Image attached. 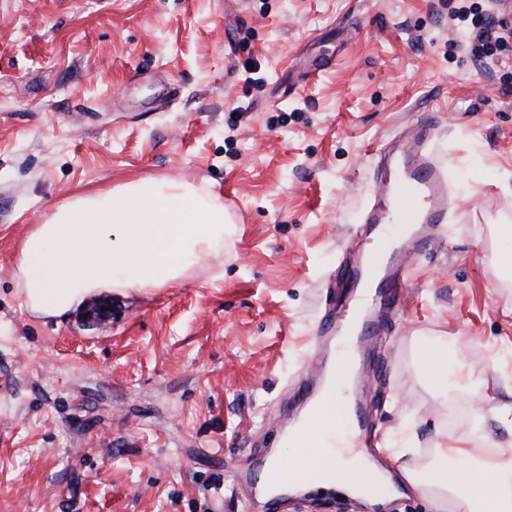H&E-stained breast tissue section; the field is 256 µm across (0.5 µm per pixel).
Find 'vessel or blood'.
I'll list each match as a JSON object with an SVG mask.
<instances>
[{
  "instance_id": "1",
  "label": "vessel or blood",
  "mask_w": 512,
  "mask_h": 512,
  "mask_svg": "<svg viewBox=\"0 0 512 512\" xmlns=\"http://www.w3.org/2000/svg\"><path fill=\"white\" fill-rule=\"evenodd\" d=\"M437 140L435 124L423 120L376 149L377 190L356 230L361 244L325 282L315 349L288 408L281 442L297 448L298 456L290 465L264 460L237 478L246 497L263 500L265 512H281L290 475L314 467L317 450L334 430L345 433L355 446L368 450L375 445L373 405L366 397L350 404L344 422L334 421L331 407L345 386L336 374L364 363L375 372L387 367L385 361L369 360L368 355L378 338L388 333L402 300L400 273L384 271L390 231L404 226V251L416 255L429 247L433 229L447 223L454 206Z\"/></svg>"
}]
</instances>
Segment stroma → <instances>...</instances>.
Masks as SVG:
<instances>
[{
	"instance_id": "35a3bbf8",
	"label": "stroma",
	"mask_w": 512,
	"mask_h": 512,
	"mask_svg": "<svg viewBox=\"0 0 512 512\" xmlns=\"http://www.w3.org/2000/svg\"><path fill=\"white\" fill-rule=\"evenodd\" d=\"M495 0H0V512H247L233 487L299 381L317 291L373 193L369 151L419 119L458 203L405 271L377 351L365 465L434 512L403 467L477 429L476 394L512 406V58L469 52L461 7ZM217 195L223 257L161 288H103L60 317L26 306L20 247L75 194L143 177ZM106 307L90 323L88 309ZM474 372L433 394L412 337ZM414 443L403 460L393 450ZM288 512H370L316 490Z\"/></svg>"
}]
</instances>
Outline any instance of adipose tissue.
<instances>
[{"label": "adipose tissue", "mask_w": 512, "mask_h": 512, "mask_svg": "<svg viewBox=\"0 0 512 512\" xmlns=\"http://www.w3.org/2000/svg\"><path fill=\"white\" fill-rule=\"evenodd\" d=\"M224 206L217 196L154 177L86 191L22 242L16 276L32 312L59 316L101 288H160L197 262L224 251ZM361 469L358 452L329 449L314 474L319 484L362 497L378 474ZM362 470V469H361ZM435 512H512V456L474 461L467 448L437 445L431 462L405 469Z\"/></svg>", "instance_id": "1"}]
</instances>
